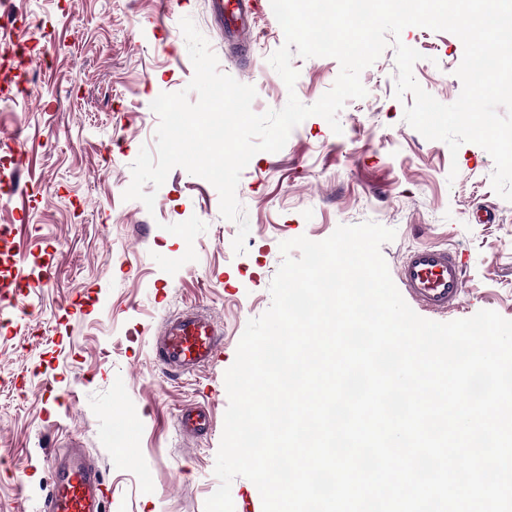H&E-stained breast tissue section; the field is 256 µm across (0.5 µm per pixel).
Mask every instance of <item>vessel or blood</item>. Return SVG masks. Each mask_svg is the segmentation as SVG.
Listing matches in <instances>:
<instances>
[{"label": "vessel or blood", "mask_w": 512, "mask_h": 512, "mask_svg": "<svg viewBox=\"0 0 512 512\" xmlns=\"http://www.w3.org/2000/svg\"><path fill=\"white\" fill-rule=\"evenodd\" d=\"M399 280L411 299L432 312L457 308L462 302L464 264L446 248L409 252L399 267ZM218 327L197 312L170 318L156 349L167 369L190 371L211 365L219 353ZM53 480L41 512H102L106 486L98 464L79 446H71L52 464Z\"/></svg>", "instance_id": "vessel-or-blood-1"}]
</instances>
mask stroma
I'll list each match as a JSON object with an SVG mask.
<instances>
[{
  "mask_svg": "<svg viewBox=\"0 0 512 512\" xmlns=\"http://www.w3.org/2000/svg\"><path fill=\"white\" fill-rule=\"evenodd\" d=\"M224 0H9L37 26H0V50L22 44L0 68V226L17 228L15 258L0 255V512H39L49 459L76 442L99 464L112 493L105 512H204L229 399L226 370L250 319L270 307L280 244L329 237L339 225L394 229L381 253L390 275L412 249L449 247L466 268L458 308L425 312L449 322L481 310L512 320V202L491 185L495 164L474 143L450 152L404 120L412 94L396 98L395 51L361 74L367 94L348 100L334 133L322 117L296 126L276 153H257L236 189L249 223L234 252L236 222L220 213L207 180L173 168L153 209L124 191L141 148L155 149L160 93L194 75L180 28L191 18L218 68L253 86L251 108L306 105L340 72L331 57L293 56L294 89L269 63L285 41L271 0H256L248 31L224 27ZM418 84L457 100L463 44L454 34L410 26ZM24 140L25 164L15 142ZM457 176H450V169ZM199 311L221 333V352L192 373L163 370L155 346L166 320ZM53 391H46V383ZM211 414L206 433L178 427L186 409ZM126 427L121 446L112 424Z\"/></svg>",
  "mask_w": 512,
  "mask_h": 512,
  "instance_id": "obj_1",
  "label": "stroma"
}]
</instances>
